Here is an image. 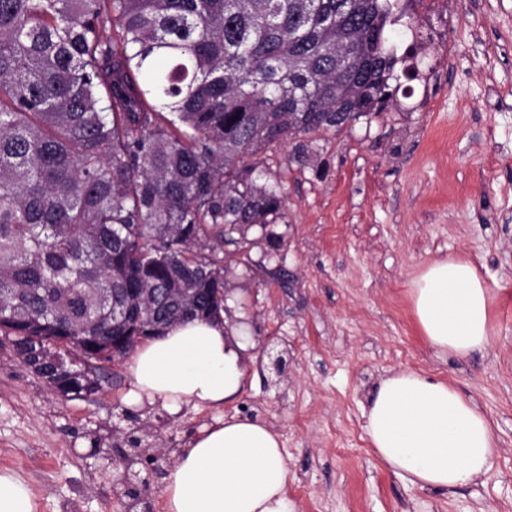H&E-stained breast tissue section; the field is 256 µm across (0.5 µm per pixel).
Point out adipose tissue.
Masks as SVG:
<instances>
[{
  "label": "adipose tissue",
  "mask_w": 512,
  "mask_h": 512,
  "mask_svg": "<svg viewBox=\"0 0 512 512\" xmlns=\"http://www.w3.org/2000/svg\"><path fill=\"white\" fill-rule=\"evenodd\" d=\"M428 343L466 356L491 343L495 295L467 262L434 260L410 283ZM244 341L223 321L184 320L138 347L127 404L211 409L244 389ZM366 433L375 454L420 488L448 491L475 481L499 452L486 415L448 382L414 371L383 379L370 399ZM278 435L265 424L220 415L204 425L169 470L165 512H295Z\"/></svg>",
  "instance_id": "obj_1"
}]
</instances>
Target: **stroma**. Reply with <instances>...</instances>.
I'll list each match as a JSON object with an SVG mask.
<instances>
[{
	"instance_id": "1",
	"label": "stroma",
	"mask_w": 512,
	"mask_h": 512,
	"mask_svg": "<svg viewBox=\"0 0 512 512\" xmlns=\"http://www.w3.org/2000/svg\"><path fill=\"white\" fill-rule=\"evenodd\" d=\"M431 108L380 114L259 152L284 186L283 216L223 246L230 336H248L246 385L225 415L279 435L296 512H512V0H460ZM471 263L496 295L490 347H430L409 285L429 262ZM283 354L276 376L270 354ZM413 370L474 401L499 445L488 473L422 489L374 454L365 409L379 381ZM65 400L0 340V470L23 477L35 512H164L170 466L212 410L124 403L127 362Z\"/></svg>"
}]
</instances>
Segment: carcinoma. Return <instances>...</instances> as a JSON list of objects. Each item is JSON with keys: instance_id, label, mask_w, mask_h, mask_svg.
<instances>
[{"instance_id": "carcinoma-1", "label": "carcinoma", "mask_w": 512, "mask_h": 512, "mask_svg": "<svg viewBox=\"0 0 512 512\" xmlns=\"http://www.w3.org/2000/svg\"><path fill=\"white\" fill-rule=\"evenodd\" d=\"M394 0H0V333L100 390V336L224 304L225 237L282 215L250 157L398 89ZM191 288L197 305L176 297ZM69 338L74 346L51 351Z\"/></svg>"}]
</instances>
